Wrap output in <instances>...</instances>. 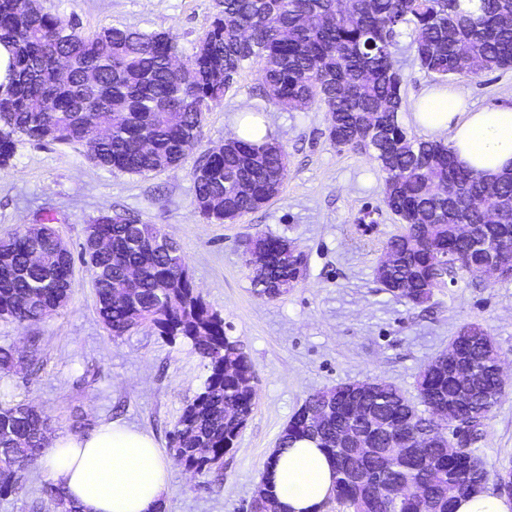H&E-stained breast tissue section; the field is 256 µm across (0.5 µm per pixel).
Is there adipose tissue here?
Wrapping results in <instances>:
<instances>
[{
  "label": "adipose tissue",
  "instance_id": "ef3b65f1",
  "mask_svg": "<svg viewBox=\"0 0 512 512\" xmlns=\"http://www.w3.org/2000/svg\"><path fill=\"white\" fill-rule=\"evenodd\" d=\"M414 118L446 137L467 169L490 177L512 169V106H475L453 86L421 97ZM41 465L78 512H160L169 485L170 464L153 439L115 423L53 438ZM265 479L279 512H318L334 488V464L316 443L301 440L276 451Z\"/></svg>",
  "mask_w": 512,
  "mask_h": 512
}]
</instances>
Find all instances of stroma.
I'll return each mask as SVG.
<instances>
[{"label": "stroma", "instance_id": "35a3bbf8", "mask_svg": "<svg viewBox=\"0 0 512 512\" xmlns=\"http://www.w3.org/2000/svg\"><path fill=\"white\" fill-rule=\"evenodd\" d=\"M215 0H44L49 12L75 17L83 34L112 26L167 32L184 52L208 29ZM409 35L398 38L409 134L425 131L410 112L436 82L419 69ZM259 74L244 70L222 103L205 114L203 138L175 169L146 176L96 167L84 147L18 144L0 170V237L50 212L72 253L86 227L105 213L126 212L161 225L180 245L197 290L241 341L257 378L256 407L222 467L187 472L173 462L164 512H247L269 456L306 397L340 384L377 378L415 398L419 371L447 349L460 328L482 324L505 367V388L473 450L489 470L512 468V279L461 273L434 290L428 303L399 302L375 279L386 240L402 226L383 203L375 163L337 150L327 136L326 112L313 106L286 112L260 97ZM478 106L512 104V69L462 79ZM262 114L288 153L278 196L233 224L198 213L191 171L210 148L233 136L242 110ZM368 223H361V216ZM259 233L298 245L302 280L273 300L253 291L243 262L245 241ZM37 347L38 369L0 371V402L24 401L46 414L52 435L117 423L146 432L162 455L187 400L206 375L201 358L183 343H168L141 327L115 339L96 313V297L82 262L73 265L68 306L43 321L0 320V346Z\"/></svg>", "mask_w": 512, "mask_h": 512}]
</instances>
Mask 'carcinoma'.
I'll return each instance as SVG.
<instances>
[{
	"label": "carcinoma",
	"mask_w": 512,
	"mask_h": 512,
	"mask_svg": "<svg viewBox=\"0 0 512 512\" xmlns=\"http://www.w3.org/2000/svg\"><path fill=\"white\" fill-rule=\"evenodd\" d=\"M216 0L208 30L185 56L189 81L172 70L179 45L168 33L110 27L85 36L75 17H61L39 6L19 11L14 0H0V45L11 55L8 84L0 91V167L9 164L23 141L87 145L93 164L107 170L148 175L178 166L189 144L203 136L204 112L220 103L240 73L257 67L259 94L274 105L305 112L322 105L330 142L340 151L362 152L368 133L382 135L365 151L384 178L383 202L404 220L412 213H440L418 243V227L404 225L388 239L375 279L399 300L421 305L432 290L455 281L462 262L481 250L486 238H512V212L495 224L470 206L484 194L486 176L456 165L442 140L408 134L402 78L393 62L396 39L412 32L410 49L422 71L436 81L472 77L512 67V0ZM97 74L94 83L84 74ZM192 174L197 209L209 220L238 219L263 207L281 190L287 152L277 139L235 140L212 149ZM56 217L43 214L7 238H0V319L36 323L64 309L73 268L72 253L58 249ZM103 246L87 266L95 284L97 314L112 336L150 325L169 342L191 346L205 361L207 375L188 400L170 432L178 461L198 472L219 468L252 414L256 389L252 364L240 342L227 335L224 319L195 288L176 242L171 251L153 246L170 236L158 224L115 213L94 220ZM470 225L469 236L456 225ZM290 242L258 233L244 250L266 255L252 273L255 293L276 299L297 285L304 254ZM478 338L455 353L444 351L420 371L413 402L398 387L381 383L355 401L341 384L309 395L279 436L288 448L310 439L336 464L333 498L348 512H454L457 498L512 483V470L492 472L476 455L450 459L434 440L440 423L430 411L448 408L459 384V365L479 372L474 399L454 408L463 421L475 420L468 443L484 436L485 420L502 396L496 390L500 355L479 323L463 326ZM35 355L0 347V369L34 364ZM47 417L25 403L0 405V468L18 478L0 480V497L23 488L21 475L46 450ZM367 434L377 456L360 458L336 448V431ZM423 449L399 458L392 430ZM42 497L64 512H77L59 487L48 483ZM250 507L276 509L272 491L261 482Z\"/></svg>",
	"instance_id": "obj_1"
}]
</instances>
